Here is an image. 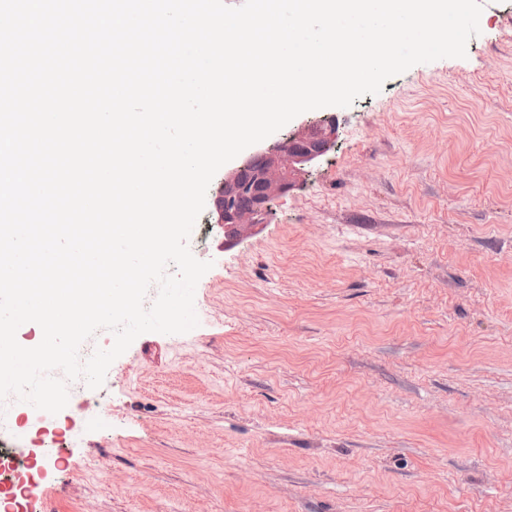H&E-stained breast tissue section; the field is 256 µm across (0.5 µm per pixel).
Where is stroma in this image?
<instances>
[{"instance_id":"1","label":"stroma","mask_w":512,"mask_h":512,"mask_svg":"<svg viewBox=\"0 0 512 512\" xmlns=\"http://www.w3.org/2000/svg\"><path fill=\"white\" fill-rule=\"evenodd\" d=\"M481 2L466 58L304 112L335 144L229 248L213 177L198 326L0 433L29 512H512V0Z\"/></svg>"}]
</instances>
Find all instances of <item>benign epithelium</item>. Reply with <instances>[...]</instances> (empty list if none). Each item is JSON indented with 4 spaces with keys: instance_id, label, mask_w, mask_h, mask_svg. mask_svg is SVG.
Here are the masks:
<instances>
[{
    "instance_id": "obj_1",
    "label": "benign epithelium",
    "mask_w": 512,
    "mask_h": 512,
    "mask_svg": "<svg viewBox=\"0 0 512 512\" xmlns=\"http://www.w3.org/2000/svg\"><path fill=\"white\" fill-rule=\"evenodd\" d=\"M337 131L333 121L321 124L304 121L291 130L289 139L260 147L241 163L224 171L214 199L216 225L224 233V246L230 247L256 233L265 223L272 202L291 191L307 173V168L335 144ZM247 169L253 172L254 200L250 209L238 210L231 206V199L242 190L239 176Z\"/></svg>"
}]
</instances>
